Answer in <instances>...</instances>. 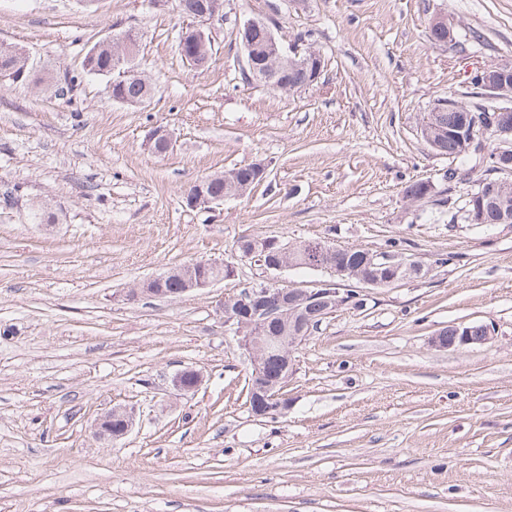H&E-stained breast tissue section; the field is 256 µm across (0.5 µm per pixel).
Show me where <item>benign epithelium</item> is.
I'll use <instances>...</instances> for the list:
<instances>
[{"label":"benign epithelium","instance_id":"benign-epithelium-1","mask_svg":"<svg viewBox=\"0 0 512 512\" xmlns=\"http://www.w3.org/2000/svg\"><path fill=\"white\" fill-rule=\"evenodd\" d=\"M223 4L219 0H203L201 7L189 16L186 28L200 35L211 31L215 21L223 20ZM238 35L245 54L244 72L251 80L283 91L295 92L299 85L288 80V72L300 71L305 77L304 87L308 88L321 76L324 59L320 51L310 47L307 52L277 39L272 22L252 18L238 28ZM429 38L436 44L454 40V26L445 16H436L429 26ZM112 44L113 66L118 68L130 62L135 55L138 40L135 32L121 31L107 38ZM477 86L489 92L494 98L505 101V105L493 108L491 112H474L455 100L442 102L427 112L420 123V131L428 138L442 139L446 135L454 137L464 147L471 149L484 143L476 137L481 128L494 133L499 146L493 150L495 173L498 179L490 186V192L504 191L512 186V61L483 66L472 73ZM439 112L454 113V122L447 127L438 117ZM208 180L204 179L193 186L186 194L187 206L192 209L214 211L224 205V201L242 195L243 187L250 181L242 179L239 173L224 175V197L217 198L207 191ZM470 219L476 224L486 223L487 206L485 198L470 196ZM344 248L327 241L306 242L300 248L283 246L277 250L267 245L253 242L241 250L242 256L253 258L266 270L281 271L291 267L308 266L312 269H325L330 279L319 282L312 289L280 288L276 284L259 288H247L240 294L225 299L221 303L224 323L235 328L242 336V344L250 351L253 365L262 368L272 361L277 362L278 376L269 385L260 389L251 386L248 406L257 416H275L288 410V400L280 393V387L293 368L292 350L312 331L314 322L329 314L351 298L341 295L340 287L352 280L369 285L371 280H384L397 283L415 275L427 273L422 262L406 256H389L377 252L365 254L367 271L352 268L336 262V255ZM234 266L227 262L195 261L186 264L180 275V287L170 288L169 274L163 273L152 278L150 288L142 286L132 291V295L145 293L154 296L179 297L191 290L207 288L217 279L229 277ZM276 320L285 327L288 335L274 340L267 337L268 325ZM491 338V328L484 326L478 331L469 325L453 327L451 335L441 332L431 338L433 346L449 349L457 346L479 345ZM201 378L198 372L181 370L172 378V385L179 391L188 393L196 390ZM120 421L119 427L112 422ZM133 426V415L123 409H113L101 415L95 422L99 438L116 440L129 433Z\"/></svg>","mask_w":512,"mask_h":512}]
</instances>
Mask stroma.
Segmentation results:
<instances>
[{
    "label": "stroma",
    "mask_w": 512,
    "mask_h": 512,
    "mask_svg": "<svg viewBox=\"0 0 512 512\" xmlns=\"http://www.w3.org/2000/svg\"><path fill=\"white\" fill-rule=\"evenodd\" d=\"M455 39L432 44L431 17ZM271 20L308 35L317 84L291 94L244 79L237 28ZM174 0H0V46L23 48L64 96L0 86V512H512V224L450 223L478 177L423 140L439 98L495 107L476 67L512 58V0H224L207 67L178 52ZM141 35L135 65L155 96L114 103L84 74L108 36ZM175 144L148 148L154 127ZM267 176L213 213L190 187L252 163ZM458 168L453 182L443 175ZM446 189L445 207L405 185ZM49 205L57 220H34ZM325 240L372 252L398 243L430 265L353 298L293 350L285 414L246 405L250 353L220 304L273 282L314 288L323 269L269 272L242 238ZM230 279L178 298L131 297L196 260ZM482 322V345L431 344ZM197 370L196 391L172 377ZM132 411L131 434L93 424ZM116 419L121 423L118 428L112 427V422ZM133 421V415L130 412L123 409H113L100 415L95 422V431L101 439L116 440L129 433L132 429Z\"/></svg>",
    "instance_id": "stroma-1"
}]
</instances>
